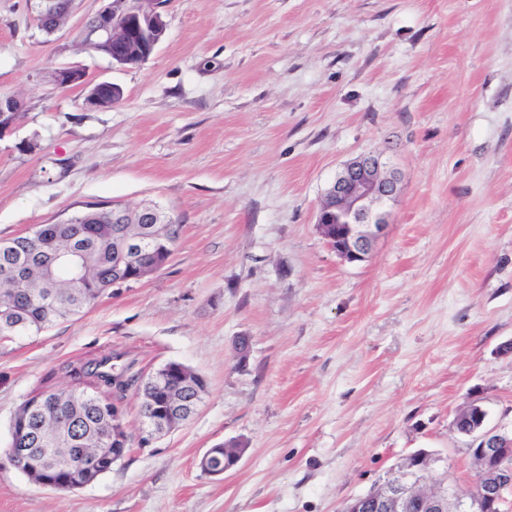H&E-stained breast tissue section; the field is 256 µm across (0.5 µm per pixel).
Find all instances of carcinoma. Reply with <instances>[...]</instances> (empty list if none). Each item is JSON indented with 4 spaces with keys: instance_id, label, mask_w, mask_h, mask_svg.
I'll return each mask as SVG.
<instances>
[{
    "instance_id": "1",
    "label": "carcinoma",
    "mask_w": 512,
    "mask_h": 512,
    "mask_svg": "<svg viewBox=\"0 0 512 512\" xmlns=\"http://www.w3.org/2000/svg\"><path fill=\"white\" fill-rule=\"evenodd\" d=\"M86 213L75 224H41V236L19 235L0 241V340L38 335L111 293L116 278L113 254L128 235L141 228L137 209L123 214L100 211L94 223L86 224ZM173 249L163 253L143 252L138 266L123 276L137 275L138 267L170 259ZM121 353L65 367V375L91 392H42L25 401L12 420V444L29 449V457L43 448H89L103 459L100 472L112 470V397L134 383L148 385L152 374L133 371L134 363H122ZM170 396L178 404L201 399L204 379L187 366L182 376L169 382ZM64 476L82 485L87 476L73 454L63 458Z\"/></svg>"
}]
</instances>
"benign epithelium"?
<instances>
[{
  "mask_svg": "<svg viewBox=\"0 0 512 512\" xmlns=\"http://www.w3.org/2000/svg\"><path fill=\"white\" fill-rule=\"evenodd\" d=\"M163 0H109L94 17L92 35L111 60L112 43L122 42L136 48L149 44L154 51L158 41L154 33L166 26L162 12ZM57 82L63 87L87 85L86 74L78 68L55 70ZM114 84L102 82L90 89L85 104L90 108H108L111 101L104 91ZM21 110L15 98L0 100V135L7 132ZM398 192L395 173L385 171V165L375 156L359 157L347 163L327 191L321 204L317 224L329 247L350 263L367 261L388 225L385 204ZM155 235L145 231L125 240L117 256V266H124L129 258L148 246ZM188 413L170 409L161 416L141 421L139 441L146 443L187 421ZM112 420L116 432L112 440L124 441L121 433L127 431L123 410L113 401ZM468 448L473 472L482 483L480 493L473 495L459 489L448 475V468L439 465V459L425 451H417L406 458L397 475L388 477L366 494L350 499L342 512H512V433L503 429H488L485 420L470 434ZM220 447L210 448L202 456L200 466L205 474L221 477L233 469L241 456H234L219 464L215 461Z\"/></svg>",
  "mask_w": 512,
  "mask_h": 512,
  "instance_id": "obj_1",
  "label": "benign epithelium"
}]
</instances>
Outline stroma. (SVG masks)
Instances as JSON below:
<instances>
[{"label": "stroma", "instance_id": "stroma-1", "mask_svg": "<svg viewBox=\"0 0 512 512\" xmlns=\"http://www.w3.org/2000/svg\"><path fill=\"white\" fill-rule=\"evenodd\" d=\"M101 7L73 0L47 37L0 0V97L24 103L0 135V240L144 202L180 233L157 272L0 341V512H340L420 449L469 489L458 411L512 427V0H167L128 66L76 37ZM65 66L122 101L87 108ZM368 153L399 193L348 263L317 212ZM115 350L194 369L195 414L90 485L36 486L8 455L15 411ZM230 440L238 465L203 473ZM225 448H244V446L242 445V443H240L238 441H230V442H228L227 447L224 446L222 448L219 445L215 448H209L200 460V466L202 467L205 474H207L209 476H213V477H221V476H224V474L227 471L233 469L239 463V461L242 457V454H240L238 456H234L232 458H226L224 456L223 464H219V463H217V461L212 460V459L216 458V460L219 461L220 457L218 455H216V452L218 450H221L224 452Z\"/></svg>", "mask_w": 512, "mask_h": 512}]
</instances>
